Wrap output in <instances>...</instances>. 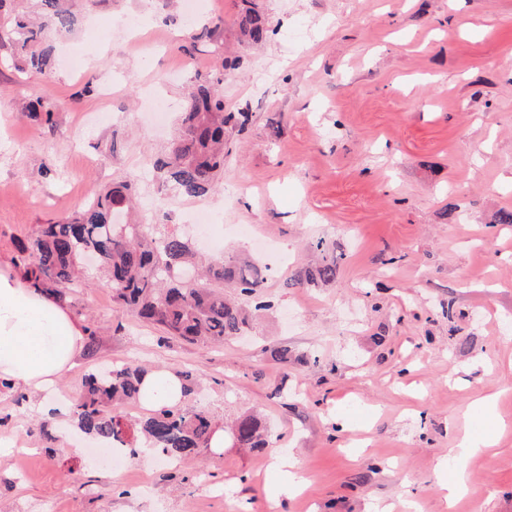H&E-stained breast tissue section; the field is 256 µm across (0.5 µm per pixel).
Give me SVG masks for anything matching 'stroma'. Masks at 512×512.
<instances>
[{"instance_id":"1","label":"stroma","mask_w":512,"mask_h":512,"mask_svg":"<svg viewBox=\"0 0 512 512\" xmlns=\"http://www.w3.org/2000/svg\"><path fill=\"white\" fill-rule=\"evenodd\" d=\"M203 2L204 22L190 23L180 0H71L77 26L50 35L53 81L0 65V259L133 178L143 223L206 260L255 257L274 308L252 335L203 346L119 308L90 274L66 304L98 327L96 343L56 388L0 390V512H405V498L420 512H512V224L496 221L512 210V0H257L273 28L259 45L236 40L241 0ZM133 18L146 39L172 41L151 58L129 48L120 24ZM205 25L223 28L235 68ZM207 74L249 122L229 132L224 174L199 199L213 212L205 239L153 163ZM148 81L172 105L161 126L144 108ZM40 98L52 123L22 112ZM318 238L345 255L335 285L294 284ZM278 347L309 361L277 363ZM122 365L191 373L188 405L221 426L258 414L267 448L171 466L144 444L102 464L70 410L85 375ZM488 396L487 413L475 402ZM469 432L493 446L448 459ZM20 444L30 453L17 460ZM285 455L309 480L294 496ZM444 460L469 474L450 509Z\"/></svg>"}]
</instances>
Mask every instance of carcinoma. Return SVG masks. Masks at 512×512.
<instances>
[{
  "instance_id": "carcinoma-1",
  "label": "carcinoma",
  "mask_w": 512,
  "mask_h": 512,
  "mask_svg": "<svg viewBox=\"0 0 512 512\" xmlns=\"http://www.w3.org/2000/svg\"><path fill=\"white\" fill-rule=\"evenodd\" d=\"M40 2L45 21L36 27L23 16L14 17L8 26H0V47H11L12 58L50 82L54 60L43 31L48 27L70 31L75 19L64 0ZM245 4L236 22L239 35L262 43L273 32L269 15L250 0ZM221 83L219 78L198 77L185 98L178 135L168 154L155 161L166 183L179 194L203 196L224 173V131L237 117L224 111V98L217 89ZM134 185L132 179L115 184L88 201L78 216L42 224L20 241L16 264L24 269L31 286L52 299L66 300L80 287L83 255L92 253L115 302L162 326L168 335L219 344L247 333L255 317L273 308L261 296L262 270L249 260L224 257L199 270L197 280H189L184 270L196 264L181 235L171 230L149 235L143 224L114 223L116 206L131 208ZM310 249L317 259L297 272L294 284H335L342 254L323 239ZM143 374L142 368L122 366L85 377L84 393L72 408L80 428L105 442L125 438L134 429L172 461L210 447L213 422L203 410L161 406L131 426L112 413L114 403L139 398ZM232 434L240 448L266 447L261 422L253 415L237 419Z\"/></svg>"
}]
</instances>
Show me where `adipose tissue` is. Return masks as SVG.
<instances>
[{
  "label": "adipose tissue",
  "instance_id": "ef3b65f1",
  "mask_svg": "<svg viewBox=\"0 0 512 512\" xmlns=\"http://www.w3.org/2000/svg\"><path fill=\"white\" fill-rule=\"evenodd\" d=\"M85 331L65 303L35 291L23 279L0 274V379L35 391L56 386L83 350ZM184 400L181 380L167 370H150L140 405L154 410Z\"/></svg>",
  "mask_w": 512,
  "mask_h": 512
}]
</instances>
